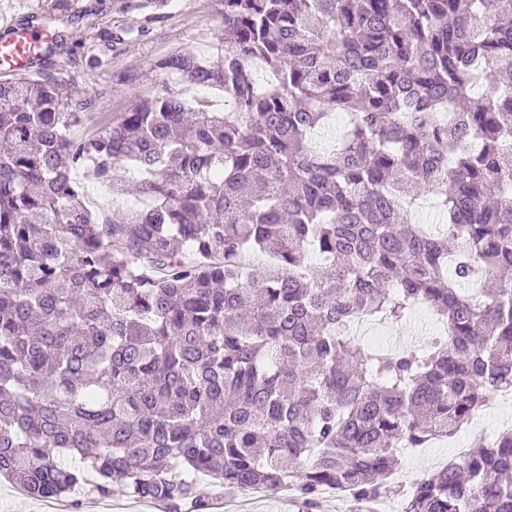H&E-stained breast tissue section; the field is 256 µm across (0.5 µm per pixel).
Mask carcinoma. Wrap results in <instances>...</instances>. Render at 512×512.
<instances>
[{"mask_svg":"<svg viewBox=\"0 0 512 512\" xmlns=\"http://www.w3.org/2000/svg\"><path fill=\"white\" fill-rule=\"evenodd\" d=\"M155 72L84 138L91 97L0 82V476L168 512L206 481L383 497L405 450L512 391V0H224V53ZM77 168L115 196L135 173L136 202L100 219ZM418 303L447 335L351 332ZM403 512H512V429Z\"/></svg>","mask_w":512,"mask_h":512,"instance_id":"1","label":"carcinoma"}]
</instances>
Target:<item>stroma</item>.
<instances>
[{
    "label": "stroma",
    "instance_id": "1",
    "mask_svg": "<svg viewBox=\"0 0 512 512\" xmlns=\"http://www.w3.org/2000/svg\"><path fill=\"white\" fill-rule=\"evenodd\" d=\"M20 14L34 21L58 19L63 42L41 59L39 71L63 77L70 95L92 98L89 114L75 133L84 136L111 123L124 112L134 94L152 90L155 62L187 51L216 56L224 42L223 0H167L158 10L142 8V0H25ZM432 317L411 315L405 322L374 325L366 341L397 347L423 346ZM449 442L404 452L399 471L407 477L433 472L435 465L452 459ZM223 512H307L289 492L238 494L225 500L222 489L204 483L196 502L184 512H211L212 501Z\"/></svg>",
    "mask_w": 512,
    "mask_h": 512
}]
</instances>
